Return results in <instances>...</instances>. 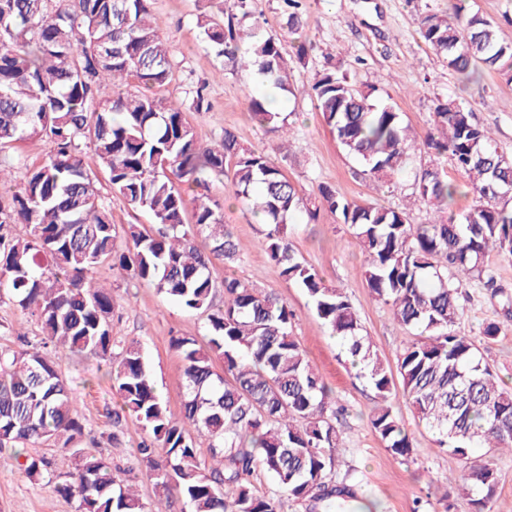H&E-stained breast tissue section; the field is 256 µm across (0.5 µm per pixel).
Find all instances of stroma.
I'll use <instances>...</instances> for the list:
<instances>
[{
    "instance_id": "1",
    "label": "stroma",
    "mask_w": 512,
    "mask_h": 512,
    "mask_svg": "<svg viewBox=\"0 0 512 512\" xmlns=\"http://www.w3.org/2000/svg\"><path fill=\"white\" fill-rule=\"evenodd\" d=\"M219 3L150 2L160 33L174 51L172 79L158 88V95L184 99L197 85L206 87L202 111L188 115L200 143H216L224 131H233L243 147L268 152L305 197H315L319 186L328 185L351 200L406 210L413 224L434 218L433 212L410 204L409 198L420 172L430 163L423 142L437 101L455 99L471 112L474 123L490 133L498 150L512 158V84L488 70L479 71L474 81H463L418 34L420 17L430 11L447 13L448 0H299L295 34L286 27L285 0H256V13L250 19L237 9L220 8ZM205 13L240 28L259 22L262 33L277 35L291 55L299 39H310L313 48L293 62L291 90L282 100L281 113L291 128L287 152L276 150L277 134L256 124L247 111L249 95L261 89L255 70L239 68L204 41L197 20ZM333 67L347 73L357 89L372 91L375 101L391 105L415 133L417 145L394 187L373 190L362 165L344 152L316 110L311 87L318 74ZM207 192L224 199V222L237 245L234 259L216 263L215 280L230 273L281 296L294 314L295 339L332 391L342 440L336 451V474L357 485L363 498L352 512H466V501L449 483L450 477L459 476L461 462L438 447L434 435L401 397L395 399L393 409L413 439V452L405 460L392 455L370 426L373 389L350 368L339 339L318 318L308 295L280 276L261 246L262 225L247 206L225 200L222 182H211ZM288 237L297 256L319 272L325 286L344 290L375 349L386 362L395 363L411 335L389 305L368 289L362 275L364 257L351 230L330 213H320L312 221L301 212L290 221ZM95 277L112 288L116 339L143 343L162 396L174 416H181L184 362L171 339L203 338V316L171 304L153 287L123 279L110 264L97 267ZM466 292L459 328L474 341L493 374L512 387V317L478 283H471ZM491 323L502 328L492 339L484 334ZM0 324L5 327L0 348H17L18 337L40 332L35 317L7 301L0 302ZM58 366L84 427L81 447L111 463L120 478L133 481L145 502H152L155 486L145 477V465L137 454L145 432L131 416L113 425L118 398L111 378L99 369L95 357L86 354H62ZM113 432L118 433V442H109ZM60 484L57 478H29L15 459L0 454V512H77V500L61 494Z\"/></svg>"
}]
</instances>
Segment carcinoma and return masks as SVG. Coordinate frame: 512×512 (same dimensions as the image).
<instances>
[{
  "mask_svg": "<svg viewBox=\"0 0 512 512\" xmlns=\"http://www.w3.org/2000/svg\"><path fill=\"white\" fill-rule=\"evenodd\" d=\"M150 0H0V187L6 170L25 167L8 152L38 136L52 145L45 160L0 205V299L36 316L41 338L19 337L22 347L0 351V452L53 440L62 443L68 481L60 491L78 500V512H166L170 495L189 512H280L275 495L253 490L261 468L289 498L336 512L357 500L336 483L341 437L329 413L331 393L292 336L293 314L278 295L226 276L224 301L214 302L215 261L234 259L236 244L223 207L199 189L230 177L227 196L249 206L266 226L261 246L279 275L302 288L342 340L344 354L376 394L371 426L396 457L413 443L393 411L396 392L413 408L438 447L463 463L459 495L469 512H491L499 478L487 456L512 452V391L483 365L473 341L458 330L463 289L477 281L512 307L488 256L512 259V159H505L472 114L439 101L425 146L448 155L469 177L475 204L460 221L411 224L407 212L359 203L330 186L318 188L312 209L341 217L365 257L363 276L375 296L413 334L391 370L363 334L359 315L340 288L324 285L288 239L292 215L306 199L263 151L240 145L224 130L216 144H199L187 113L203 106L202 89L189 103L152 93L170 82L172 47L160 36ZM218 53L261 84L289 89L291 67L279 39L259 24L240 33L212 18L199 20ZM419 34L448 68L464 77L479 69L512 83V43L497 26L454 0L443 16L428 13ZM118 93L103 101L100 87ZM317 109L343 150L382 186L402 170L412 147L409 128L388 105L372 102L348 76L329 70L312 85ZM251 118L280 133L281 113L267 95L248 98ZM93 145L86 156L82 142ZM104 168L111 189L153 218L155 229L134 224L116 232L95 182ZM456 192L432 163L416 183L414 201L441 211ZM193 206L194 223L183 222ZM24 224V238L8 226ZM109 262L129 280L156 288L168 300L205 316L206 336L175 337L183 355L184 414L173 418L159 394L140 342L113 356L112 290L93 272ZM89 353L109 368L119 412L146 432L138 451L158 489L154 506L117 479L110 463L70 444L82 435L71 392L58 371V352ZM224 361V374L213 369ZM208 441L212 464L200 461L198 439ZM234 493L226 504L225 488Z\"/></svg>",
  "mask_w": 512,
  "mask_h": 512,
  "instance_id": "cac0c4a2",
  "label": "carcinoma"
}]
</instances>
